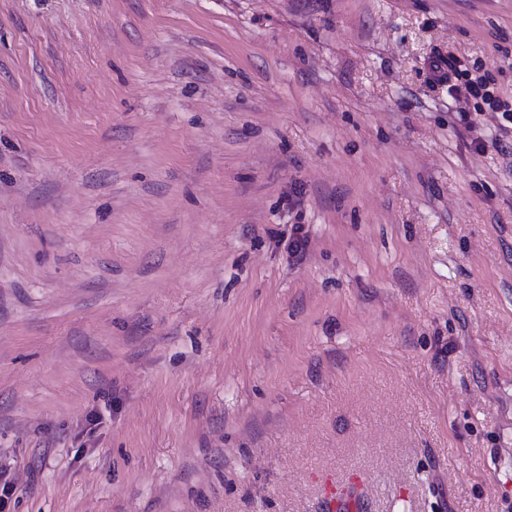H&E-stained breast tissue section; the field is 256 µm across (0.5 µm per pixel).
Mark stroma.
<instances>
[{"label": "stroma", "mask_w": 512, "mask_h": 512, "mask_svg": "<svg viewBox=\"0 0 512 512\" xmlns=\"http://www.w3.org/2000/svg\"><path fill=\"white\" fill-rule=\"evenodd\" d=\"M440 54L512 99V0H0V512H512V133Z\"/></svg>", "instance_id": "35a3bbf8"}]
</instances>
